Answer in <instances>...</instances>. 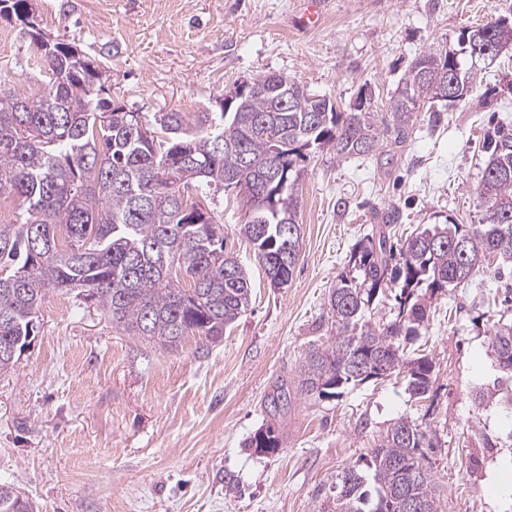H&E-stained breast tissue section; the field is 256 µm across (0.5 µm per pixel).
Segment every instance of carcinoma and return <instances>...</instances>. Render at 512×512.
Wrapping results in <instances>:
<instances>
[{
    "label": "carcinoma",
    "instance_id": "cac0c4a2",
    "mask_svg": "<svg viewBox=\"0 0 512 512\" xmlns=\"http://www.w3.org/2000/svg\"><path fill=\"white\" fill-rule=\"evenodd\" d=\"M2 14L29 27L46 81L38 98L0 88V193L19 201L15 223L0 224V372L30 343L50 290L85 288L113 324L169 347L190 334L224 335L251 304L250 275L226 250L224 224L200 196L216 189L243 197L249 218L240 233L270 284L288 285L300 255L298 185L310 153L327 146L338 158L367 156L391 133L402 143L421 102L454 103L476 87L483 67L463 39L480 32V45L490 46L499 29L489 22L461 33L456 52L416 58L383 114L362 101L337 112L331 99L269 74L256 87L229 91L228 112L189 118L171 110L149 119L113 100L75 46L34 28L29 0H0ZM143 127L157 136H144ZM484 148L479 223L396 240L380 228L354 246L327 299L336 336L296 369L300 394L332 398L363 385L358 362L378 368V380L404 373L417 398L431 391L432 360L410 353L432 299L469 284L491 259L512 268V132L499 128ZM388 292L396 318L374 326L365 312ZM491 347L500 380L471 398L512 411V322L496 330ZM278 446L271 427L246 444ZM436 447V436L399 417L366 468L343 472L333 512H402L405 496L422 512H438L428 456ZM23 501L0 484V512H21Z\"/></svg>",
    "mask_w": 512,
    "mask_h": 512
}]
</instances>
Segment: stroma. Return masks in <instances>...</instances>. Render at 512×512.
I'll return each instance as SVG.
<instances>
[{
	"instance_id": "stroma-1",
	"label": "stroma",
	"mask_w": 512,
	"mask_h": 512,
	"mask_svg": "<svg viewBox=\"0 0 512 512\" xmlns=\"http://www.w3.org/2000/svg\"><path fill=\"white\" fill-rule=\"evenodd\" d=\"M302 0H33V21L76 46L108 78L113 99L146 117L216 112L234 83L271 73L327 96L342 112L364 95L387 104L412 62L458 47L461 32L512 20V0H330L318 26L300 24ZM20 21L0 52V84L41 82ZM512 129V46L455 104L428 103L403 143L360 158L311 154L299 182L300 257L288 285L271 287L239 233V197L216 193L229 247L249 268L252 303L209 341L174 349L112 324L86 292L49 291L35 335L0 373V483L35 512H321L345 468L364 465L403 415L435 434L431 456L438 512H503L512 493V440L502 406L470 393L496 373V269L439 296L416 344L434 366L433 389L411 396L403 376L340 397L269 400L313 344L336 330L328 294L356 243L384 218L410 233L433 224H475L488 132ZM274 428L276 450L247 447ZM495 441L486 447L485 438Z\"/></svg>"
}]
</instances>
